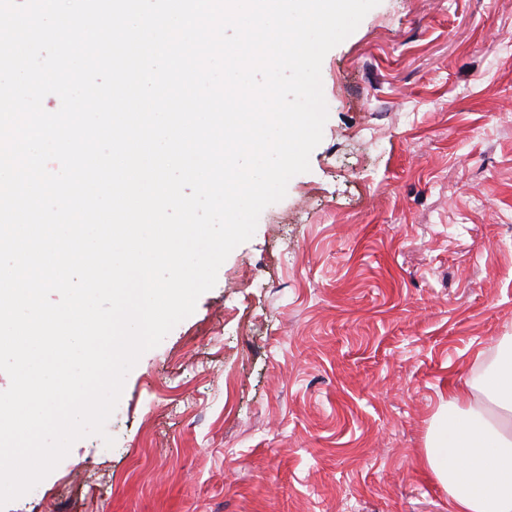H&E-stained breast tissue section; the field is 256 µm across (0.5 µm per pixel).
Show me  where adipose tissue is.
<instances>
[{
  "mask_svg": "<svg viewBox=\"0 0 512 512\" xmlns=\"http://www.w3.org/2000/svg\"><path fill=\"white\" fill-rule=\"evenodd\" d=\"M479 381L448 390L424 461L451 512H512V336Z\"/></svg>",
  "mask_w": 512,
  "mask_h": 512,
  "instance_id": "obj_1",
  "label": "adipose tissue"
}]
</instances>
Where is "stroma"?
<instances>
[{"label":"stroma","mask_w":512,"mask_h":512,"mask_svg":"<svg viewBox=\"0 0 512 512\" xmlns=\"http://www.w3.org/2000/svg\"><path fill=\"white\" fill-rule=\"evenodd\" d=\"M308 172L1 512H449L452 383L512 336V0H380L321 67Z\"/></svg>","instance_id":"35a3bbf8"}]
</instances>
